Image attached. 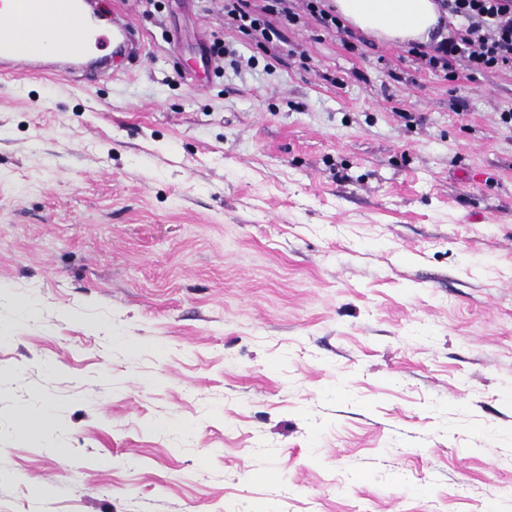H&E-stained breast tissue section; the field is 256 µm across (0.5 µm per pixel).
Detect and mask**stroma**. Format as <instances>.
<instances>
[{"instance_id": "35a3bbf8", "label": "stroma", "mask_w": 512, "mask_h": 512, "mask_svg": "<svg viewBox=\"0 0 512 512\" xmlns=\"http://www.w3.org/2000/svg\"><path fill=\"white\" fill-rule=\"evenodd\" d=\"M95 5L0 77V512H512V71ZM7 10L0 13V75L9 78L29 77L35 74L67 76L73 71H83L88 81L112 80V66L106 56L90 62H83L62 32L41 51H31L20 41V32L36 22L58 16L81 27L85 44L99 48L107 36L105 33L85 24L84 0H9ZM42 24H35L22 33L25 42L36 39ZM68 26L73 46H84L80 29ZM112 26V43L123 48L135 58L143 56V45L135 29L119 16L110 19Z\"/></svg>"}]
</instances>
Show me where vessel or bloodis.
Wrapping results in <instances>:
<instances>
[{"instance_id":"obj_1","label":"vessel or blood","mask_w":512,"mask_h":512,"mask_svg":"<svg viewBox=\"0 0 512 512\" xmlns=\"http://www.w3.org/2000/svg\"><path fill=\"white\" fill-rule=\"evenodd\" d=\"M49 16L80 25L86 42L93 46H101L104 41L109 40L134 57L138 58L143 54L142 41L137 32L121 17L111 18L112 31L108 34L87 26L85 0H9L8 9L0 12L1 76H66L78 70L90 81L112 78V67L107 57L82 61L78 59L65 36H58L49 43L47 49L41 51L24 47L20 41L21 31Z\"/></svg>"}]
</instances>
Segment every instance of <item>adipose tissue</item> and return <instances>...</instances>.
<instances>
[{"label":"adipose tissue","instance_id":"obj_1","mask_svg":"<svg viewBox=\"0 0 512 512\" xmlns=\"http://www.w3.org/2000/svg\"><path fill=\"white\" fill-rule=\"evenodd\" d=\"M353 27L391 42H430L442 11L438 0H333Z\"/></svg>","mask_w":512,"mask_h":512}]
</instances>
